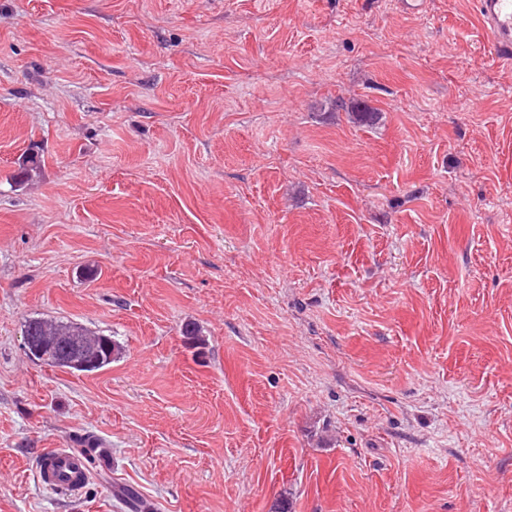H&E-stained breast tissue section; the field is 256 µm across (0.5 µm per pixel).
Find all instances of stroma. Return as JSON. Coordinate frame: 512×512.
I'll return each mask as SVG.
<instances>
[{
    "instance_id": "1",
    "label": "stroma",
    "mask_w": 512,
    "mask_h": 512,
    "mask_svg": "<svg viewBox=\"0 0 512 512\" xmlns=\"http://www.w3.org/2000/svg\"><path fill=\"white\" fill-rule=\"evenodd\" d=\"M33 316L125 356L44 365ZM84 439L109 466L41 486ZM125 485L512 512V68L475 0H0V512ZM47 319V320H45ZM42 319L41 317H30L25 320V324L23 325L24 332L23 336L26 334L28 328L30 327L32 322H39L41 323L46 330L42 331L41 336H24V344L26 347H29L33 349L36 353H41L42 346L49 343L51 346H55L57 348H61L65 351V353L70 351V344L72 341V337L68 336H57L50 339H44L42 336H56L59 331L63 329H68L74 331L79 336H89V337H98L102 336V342L105 339L112 340V356L111 358L104 363L102 367H100L98 370L104 369L112 364V361H116L118 359H121L123 356L124 348L123 346L117 342L115 339L112 338L110 335H105L103 331H94L91 328H88L86 326H83L82 324L74 323L71 321H63V320H52L45 318ZM102 342L100 341L97 346V351L100 352L103 358L107 357L108 354V348L104 349L102 347ZM39 346L38 348H36ZM84 458L83 453L73 448H48L41 458L36 479L52 489L76 493L86 485L91 474Z\"/></svg>"
}]
</instances>
